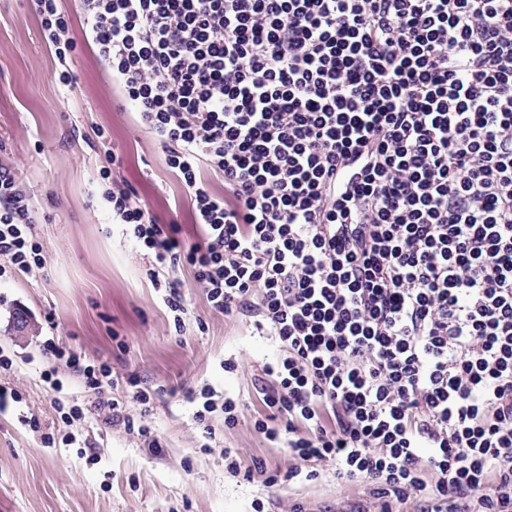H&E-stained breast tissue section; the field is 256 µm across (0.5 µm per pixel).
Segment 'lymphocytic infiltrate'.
<instances>
[{
	"mask_svg": "<svg viewBox=\"0 0 512 512\" xmlns=\"http://www.w3.org/2000/svg\"><path fill=\"white\" fill-rule=\"evenodd\" d=\"M100 61L186 186L196 242L131 187L104 199L182 328L177 268L271 337L255 431L422 512H512V0H80ZM224 178L215 193L203 171ZM0 162V256L46 265ZM62 361L104 424L158 442L111 366ZM194 417L242 400L188 390Z\"/></svg>",
	"mask_w": 512,
	"mask_h": 512,
	"instance_id": "1",
	"label": "lymphocytic infiltrate"
}]
</instances>
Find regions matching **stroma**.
I'll return each mask as SVG.
<instances>
[{"mask_svg": "<svg viewBox=\"0 0 512 512\" xmlns=\"http://www.w3.org/2000/svg\"><path fill=\"white\" fill-rule=\"evenodd\" d=\"M57 5L73 43L64 66L30 0H0V161L34 198L47 260L42 276L0 277V351L13 361L0 384L23 397L19 409L0 414V512H254L259 500L267 512H384L367 486L338 480L330 466H320L316 480L271 487L225 471L228 448L245 466L260 463L271 473L292 464L285 448L252 427L263 409L254 381L276 347L247 323L214 312L186 269L174 275L191 315L175 328L145 275L147 259L112 224L103 194L107 177L127 179L142 205L187 227L189 194L135 114L118 110L119 92L83 39L78 0ZM66 70L73 82L61 81ZM20 312L30 321L23 339L14 329ZM48 337L86 361L109 364L114 395L124 394L132 373L144 386L167 387L143 418L160 448L106 427L96 393L63 362L42 356ZM228 359L237 370L225 371ZM51 369L63 383L57 395L42 380ZM205 385L246 402L234 428H225L222 413L209 418L215 439L208 448L184 397ZM56 396L80 407L82 417L63 424L52 407ZM23 415L37 417L40 432L21 424ZM44 432L56 447L42 446ZM69 432L84 448L62 445Z\"/></svg>", "mask_w": 512, "mask_h": 512, "instance_id": "1", "label": "stroma"}]
</instances>
